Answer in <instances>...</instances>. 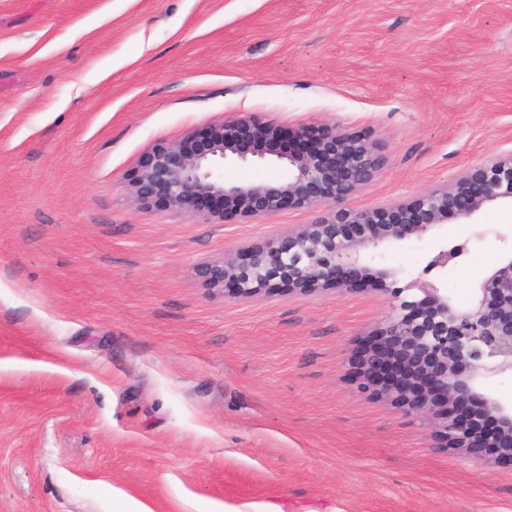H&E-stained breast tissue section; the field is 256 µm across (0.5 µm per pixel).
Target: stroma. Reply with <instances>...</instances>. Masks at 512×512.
Instances as JSON below:
<instances>
[{"instance_id":"stroma-1","label":"stroma","mask_w":512,"mask_h":512,"mask_svg":"<svg viewBox=\"0 0 512 512\" xmlns=\"http://www.w3.org/2000/svg\"><path fill=\"white\" fill-rule=\"evenodd\" d=\"M369 130L389 205L512 152V0H0V512H512V465L360 378L375 284L212 293L312 209L203 224L128 183L225 117ZM512 209L454 225L458 305ZM484 239H473L475 229ZM431 240L384 252L406 283Z\"/></svg>"}]
</instances>
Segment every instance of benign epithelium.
Returning a JSON list of instances; mask_svg holds the SVG:
<instances>
[{"mask_svg":"<svg viewBox=\"0 0 512 512\" xmlns=\"http://www.w3.org/2000/svg\"><path fill=\"white\" fill-rule=\"evenodd\" d=\"M385 163L368 132L350 133L329 122L284 130L228 116L201 136L192 131L179 143L154 146L131 178V198L140 205L163 202L207 222L321 211L310 224L202 264L200 277L235 297L257 296L275 284L301 295L363 281L382 285L394 302L363 355L366 384L430 414L448 447L494 448L512 461V402L494 389L496 379L512 373V252L481 279L465 309L426 277L395 287L387 284L393 270L369 263L412 237L438 240L424 274L457 262L468 242L444 243V227L512 206V152L492 155L411 200L348 207ZM268 164L287 169L288 179L254 183L224 176L228 166Z\"/></svg>","mask_w":512,"mask_h":512,"instance_id":"obj_1","label":"benign epithelium"}]
</instances>
